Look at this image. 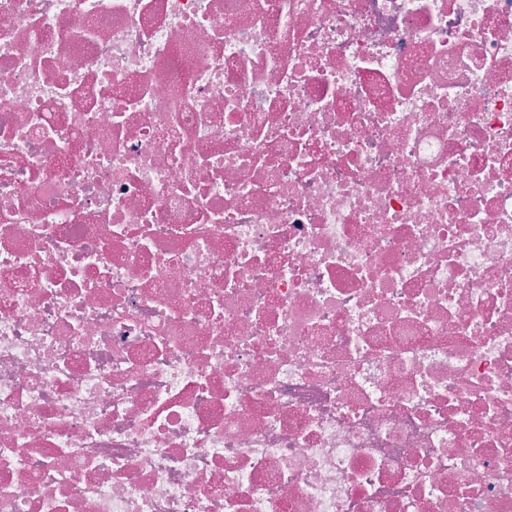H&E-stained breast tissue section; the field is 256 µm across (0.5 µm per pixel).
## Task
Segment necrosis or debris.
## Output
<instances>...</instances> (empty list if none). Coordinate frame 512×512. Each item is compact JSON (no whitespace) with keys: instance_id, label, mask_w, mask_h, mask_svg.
I'll use <instances>...</instances> for the list:
<instances>
[{"instance_id":"4bbe7bcc","label":"necrosis or debris","mask_w":512,"mask_h":512,"mask_svg":"<svg viewBox=\"0 0 512 512\" xmlns=\"http://www.w3.org/2000/svg\"><path fill=\"white\" fill-rule=\"evenodd\" d=\"M0 512H512V0H0Z\"/></svg>"}]
</instances>
